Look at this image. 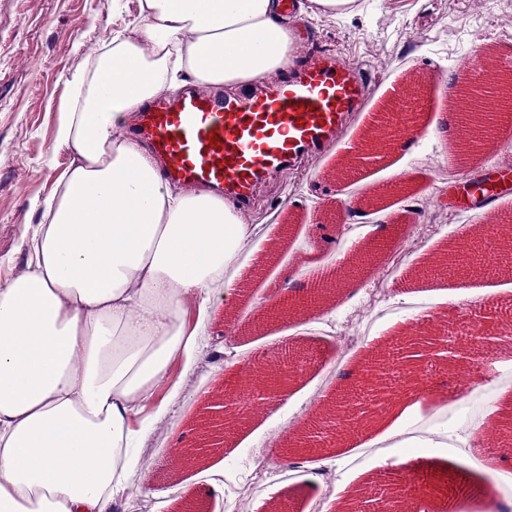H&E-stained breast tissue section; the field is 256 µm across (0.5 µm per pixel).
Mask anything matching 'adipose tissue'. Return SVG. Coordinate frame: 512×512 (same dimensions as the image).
Segmentation results:
<instances>
[{"label":"adipose tissue","instance_id":"adipose-tissue-1","mask_svg":"<svg viewBox=\"0 0 512 512\" xmlns=\"http://www.w3.org/2000/svg\"><path fill=\"white\" fill-rule=\"evenodd\" d=\"M138 15L75 80L56 138L74 158L44 200L25 271L0 283V512H112L141 467L131 422L173 361L203 352L183 306L212 313L252 248L242 213L162 184L123 134L133 112L187 84L235 88L292 61L279 0H138Z\"/></svg>","mask_w":512,"mask_h":512}]
</instances>
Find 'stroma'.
<instances>
[{"mask_svg": "<svg viewBox=\"0 0 512 512\" xmlns=\"http://www.w3.org/2000/svg\"><path fill=\"white\" fill-rule=\"evenodd\" d=\"M360 2L361 13L349 18L303 17L296 57L337 53L366 76L367 110L351 122L346 141H361L395 89L409 83L425 133L365 159L348 176L341 173L344 152L332 150L310 157L305 171H285L267 185L245 219L254 248L277 253L253 276L248 301L216 289L215 315L202 325L195 305H187L186 320L199 328L204 353L191 372L178 364L171 369L181 393L140 444L151 452L153 469L131 479L112 512H181L188 499L207 512H234L242 495L250 512H266L271 498L280 512H332L337 487L360 476L381 495L418 491L426 512H512V484H499L496 505L488 507L480 490L489 477L472 467L498 458L494 448L481 452L475 443L496 424L491 410L499 393H512V335L504 332L512 323V271L469 265L437 276L428 267L443 244L500 240L494 229L482 228L479 214L456 209L448 194L449 185L484 164L480 155L448 163L457 128L450 79L463 58L479 60L489 48L501 70L512 67V0ZM136 15L137 0H0V282L24 271L21 243L41 221L40 201L72 161L56 130L74 93L73 75ZM377 187L384 207L366 209L362 200ZM286 219L293 224L288 242L273 246ZM407 235L414 239L411 248L387 257L378 271L357 275L349 291L331 297L310 320H274L238 338L237 325L254 305L310 288L308 271L334 265L347 245ZM230 307L231 323L224 316ZM428 314L446 320L447 335L486 336L497 360L493 383L463 391L457 373L478 367L475 352L415 348L410 356L426 390L423 397L409 396L399 370L400 334L406 319ZM348 332L364 342L342 355L336 339ZM375 349L391 359L380 374L389 395L409 408L401 429L377 441L342 420L332 447L284 457L290 428L309 423L318 400L355 390L359 377L352 369ZM291 352L303 361L287 397H252L247 425L226 447L199 465L174 467L176 449L194 435L196 415L222 394L230 373L244 374L267 356ZM432 430L439 434L433 442L427 439ZM340 448L347 449L345 458H337Z\"/></svg>", "mask_w": 512, "mask_h": 512, "instance_id": "1", "label": "stroma"}]
</instances>
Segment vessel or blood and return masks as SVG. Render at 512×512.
I'll return each mask as SVG.
<instances>
[{
    "label": "vessel or blood",
    "instance_id": "vessel-or-blood-1",
    "mask_svg": "<svg viewBox=\"0 0 512 512\" xmlns=\"http://www.w3.org/2000/svg\"><path fill=\"white\" fill-rule=\"evenodd\" d=\"M365 81L338 55L312 56L298 74L232 98L190 88L143 107L134 131L162 162L165 181L214 188L246 207L262 181L315 149L339 141L347 116L363 111ZM468 182L460 205L499 225L497 200L512 186V160L486 162Z\"/></svg>",
    "mask_w": 512,
    "mask_h": 512
}]
</instances>
